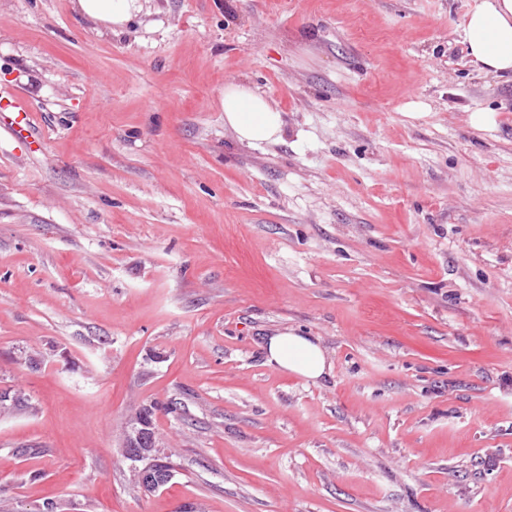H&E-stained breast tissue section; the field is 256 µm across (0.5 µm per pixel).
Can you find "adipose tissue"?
Segmentation results:
<instances>
[{"label":"adipose tissue","mask_w":512,"mask_h":512,"mask_svg":"<svg viewBox=\"0 0 512 512\" xmlns=\"http://www.w3.org/2000/svg\"><path fill=\"white\" fill-rule=\"evenodd\" d=\"M89 17L123 30L137 0H79ZM460 37L470 65L486 75H512V0H480L467 15ZM224 123L240 141L251 145L281 141L284 122L271 100L241 82L225 84L222 98ZM266 362L270 367L306 380H318L326 371V358L312 339L291 331L268 336Z\"/></svg>","instance_id":"adipose-tissue-1"}]
</instances>
